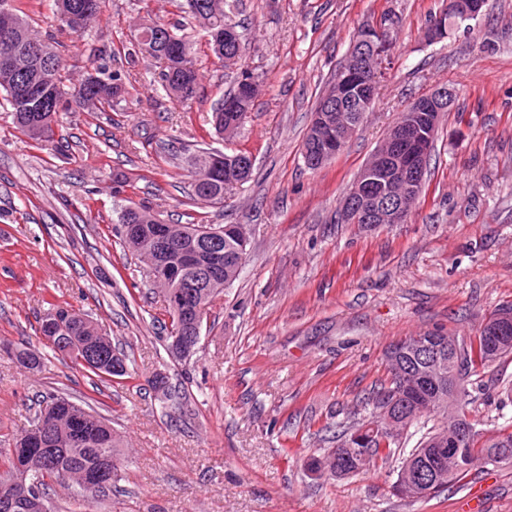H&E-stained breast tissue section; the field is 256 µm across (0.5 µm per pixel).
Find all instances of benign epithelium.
I'll return each instance as SVG.
<instances>
[{"mask_svg": "<svg viewBox=\"0 0 512 512\" xmlns=\"http://www.w3.org/2000/svg\"><path fill=\"white\" fill-rule=\"evenodd\" d=\"M486 3L487 0H450L448 10L466 19L477 16ZM384 31V26L375 23L360 30L347 58L354 66L351 70L354 78L340 81L346 92L359 94L365 103L368 102L369 91L361 78L360 59L367 52L379 60L387 57L388 45L383 39ZM32 68L37 71L38 78L26 82L21 87L19 101L24 104L42 100L39 93L47 81L40 60H34ZM452 100V90L439 88L429 96L414 102L415 111L408 113L404 123L392 128L385 143L364 165L343 195L339 207L343 222L399 224L405 220L406 213L396 203L394 197V185L401 184L403 190L412 195L420 191L440 117L448 111ZM315 121L316 126L327 131L326 135L315 139L312 145L317 159L324 162L335 157L342 149L351 134L350 124L345 115L339 113L332 117L326 112H318ZM223 230L237 240L236 261L238 265H243L247 241L238 235L239 227L236 225L227 224L223 226ZM184 270L197 272L203 283L220 282L226 286L229 281L224 279V250L216 243L204 254L196 250L189 251L182 256L181 265L176 271L164 270L173 285V289L167 295L173 311L182 318L192 313L196 322L200 323L204 319V309L195 301V285H190L182 279L181 272ZM511 333L512 311L502 312L485 332L488 349H493L494 342L506 338ZM171 345L172 358L178 361H188L198 351L197 344L189 336H174L171 338ZM450 352L451 348L441 340L439 332L414 346L406 348L397 345L389 350L388 357L393 362L405 366L409 360H420L425 363L427 370L424 382L407 389L404 401H394L384 407L387 423L394 424L400 418L408 421L411 419L408 412L416 414L431 406L429 383L435 382L440 376V370Z\"/></svg>", "mask_w": 512, "mask_h": 512, "instance_id": "obj_1", "label": "benign epithelium"}]
</instances>
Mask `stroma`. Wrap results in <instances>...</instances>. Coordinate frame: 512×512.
Returning a JSON list of instances; mask_svg holds the SVG:
<instances>
[{
    "label": "stroma",
    "mask_w": 512,
    "mask_h": 512,
    "mask_svg": "<svg viewBox=\"0 0 512 512\" xmlns=\"http://www.w3.org/2000/svg\"><path fill=\"white\" fill-rule=\"evenodd\" d=\"M446 0H239L233 14L260 87L236 135L209 132L213 104L234 79L200 28L201 93L184 106L157 65L130 64L117 111L63 114L57 150H41L0 107V342L38 348L48 303L88 313L130 372L93 391L85 370L54 360L39 373L0 352V435L27 427L39 396L98 399L123 439L121 477L97 512H512V466H481L439 497L392 495L396 464L339 479L305 466L337 445L361 400L387 377L385 349L439 328L475 331L512 303V0L444 38L424 36ZM160 0H104L98 21L65 37L74 79L132 44ZM393 18L395 47L372 111L344 150L310 170L302 138L318 98L361 28ZM442 117L422 191L400 224H347L343 193L402 112L439 87ZM251 154L247 183L220 208H187L183 150ZM164 219L237 224L247 261L215 301L186 364L164 350L162 301L117 232L116 175ZM164 375L167 392L153 382ZM512 359L490 367L475 415L486 434L512 419Z\"/></svg>",
    "instance_id": "stroma-1"
}]
</instances>
